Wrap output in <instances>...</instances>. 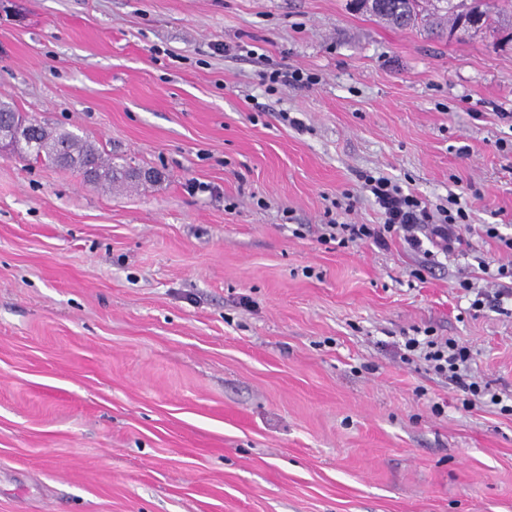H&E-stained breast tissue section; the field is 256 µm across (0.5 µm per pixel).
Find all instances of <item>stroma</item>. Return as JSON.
I'll list each match as a JSON object with an SVG mask.
<instances>
[{"mask_svg": "<svg viewBox=\"0 0 512 512\" xmlns=\"http://www.w3.org/2000/svg\"><path fill=\"white\" fill-rule=\"evenodd\" d=\"M0 98L160 174L107 190L0 153V512H512V415L396 353L454 338L511 402L512 313L459 283L512 253L319 240L381 223L365 173L512 234L503 32L350 0H0Z\"/></svg>", "mask_w": 512, "mask_h": 512, "instance_id": "1", "label": "stroma"}]
</instances>
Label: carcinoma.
<instances>
[{
    "label": "carcinoma",
    "instance_id": "cac0c4a2",
    "mask_svg": "<svg viewBox=\"0 0 512 512\" xmlns=\"http://www.w3.org/2000/svg\"><path fill=\"white\" fill-rule=\"evenodd\" d=\"M371 15L397 28H407L444 20L447 26L435 29V34L460 38L466 32L458 30L462 20L477 24L481 30L491 26L486 0H368ZM20 155L48 166L72 170L84 180L112 188L135 183L141 168L116 164L102 156L90 140L77 134L33 119L26 120L8 101H0V140Z\"/></svg>",
    "mask_w": 512,
    "mask_h": 512
}]
</instances>
